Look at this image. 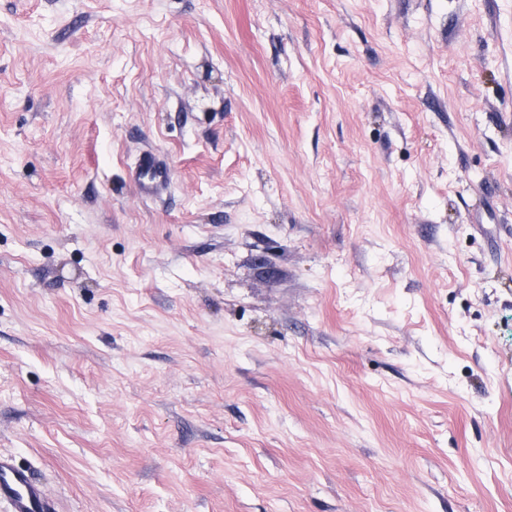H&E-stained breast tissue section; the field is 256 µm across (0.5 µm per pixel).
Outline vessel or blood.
I'll list each match as a JSON object with an SVG mask.
<instances>
[{
    "label": "vessel or blood",
    "instance_id": "obj_1",
    "mask_svg": "<svg viewBox=\"0 0 512 512\" xmlns=\"http://www.w3.org/2000/svg\"><path fill=\"white\" fill-rule=\"evenodd\" d=\"M131 179L141 199H154L171 188L173 167L166 156L150 150L140 155ZM2 502L7 504L8 512H54L52 499L32 471L17 465L11 458L0 456Z\"/></svg>",
    "mask_w": 512,
    "mask_h": 512
}]
</instances>
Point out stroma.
I'll return each mask as SVG.
<instances>
[{"instance_id": "stroma-1", "label": "stroma", "mask_w": 512, "mask_h": 512, "mask_svg": "<svg viewBox=\"0 0 512 512\" xmlns=\"http://www.w3.org/2000/svg\"><path fill=\"white\" fill-rule=\"evenodd\" d=\"M1 453L55 512H512V0H0ZM130 176L139 198L154 199L162 196L171 188L173 167L166 156L149 150L140 155Z\"/></svg>"}]
</instances>
